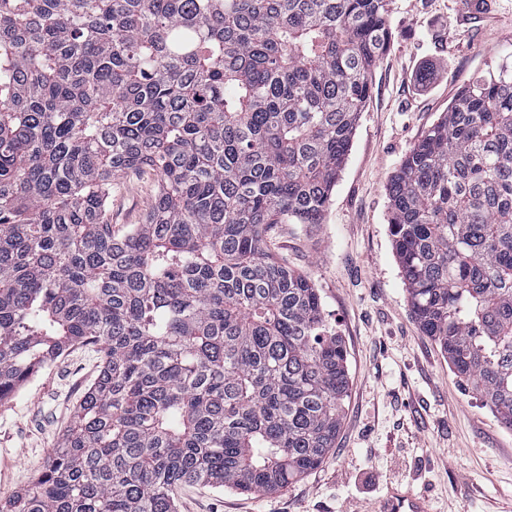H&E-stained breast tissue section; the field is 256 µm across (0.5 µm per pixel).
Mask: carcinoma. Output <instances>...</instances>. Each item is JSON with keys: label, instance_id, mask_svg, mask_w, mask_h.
I'll return each mask as SVG.
<instances>
[{"label": "carcinoma", "instance_id": "1", "mask_svg": "<svg viewBox=\"0 0 512 512\" xmlns=\"http://www.w3.org/2000/svg\"><path fill=\"white\" fill-rule=\"evenodd\" d=\"M391 0H0V402L75 346L99 373L0 512H177L334 448L346 350L267 227L318 224ZM159 189L123 235L112 182ZM421 332L512 429V67L464 84L387 185Z\"/></svg>", "mask_w": 512, "mask_h": 512}]
</instances>
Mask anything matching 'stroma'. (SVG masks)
I'll use <instances>...</instances> for the list:
<instances>
[{"mask_svg": "<svg viewBox=\"0 0 512 512\" xmlns=\"http://www.w3.org/2000/svg\"><path fill=\"white\" fill-rule=\"evenodd\" d=\"M392 0L390 45L374 69L321 223L273 224L268 247L317 288L347 352L350 395L325 461L274 493L180 488L179 512H374L389 487L431 512H512V430L453 373L410 311L389 233L386 184L469 79L512 65V0ZM157 191L145 168L112 187L114 233L140 223ZM66 351L0 402V498L26 488L98 374Z\"/></svg>", "mask_w": 512, "mask_h": 512, "instance_id": "obj_1", "label": "stroma"}]
</instances>
